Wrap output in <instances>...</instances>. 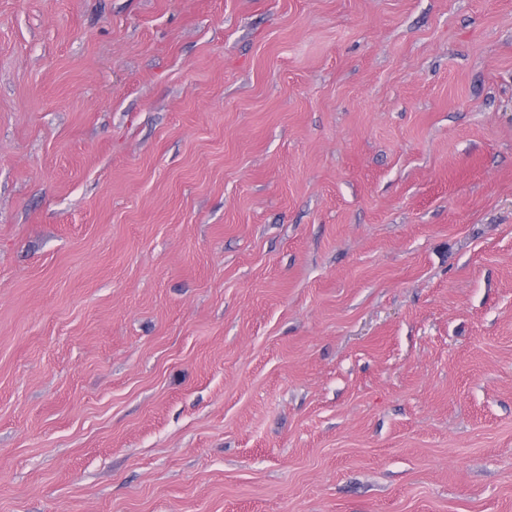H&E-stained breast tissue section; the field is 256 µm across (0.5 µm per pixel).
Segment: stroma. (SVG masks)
I'll return each instance as SVG.
<instances>
[{"label": "stroma", "instance_id": "35a3bbf8", "mask_svg": "<svg viewBox=\"0 0 512 512\" xmlns=\"http://www.w3.org/2000/svg\"><path fill=\"white\" fill-rule=\"evenodd\" d=\"M0 512H512V0H0Z\"/></svg>", "mask_w": 512, "mask_h": 512}]
</instances>
